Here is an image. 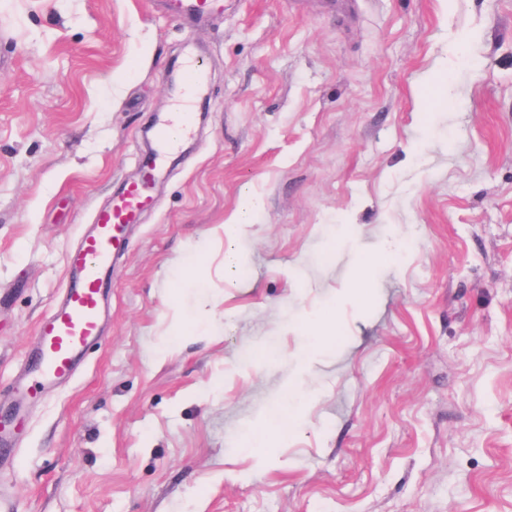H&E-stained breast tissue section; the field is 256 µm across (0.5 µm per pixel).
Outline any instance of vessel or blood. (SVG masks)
<instances>
[{"label": "vessel or blood", "instance_id": "obj_1", "mask_svg": "<svg viewBox=\"0 0 512 512\" xmlns=\"http://www.w3.org/2000/svg\"><path fill=\"white\" fill-rule=\"evenodd\" d=\"M163 5L168 16L174 19L187 15L203 19L224 12V0H164ZM206 85L207 76L201 65L186 63L176 90V111L170 121L159 124L155 152L142 160L139 177L126 183L107 207L95 213L91 231L74 250L75 279L63 300L37 327L39 349L29 361L30 381L19 391L10 408V424L0 427L1 448L17 447L18 424L28 406L47 389L67 380L78 356L98 337L103 284L112 272L115 259L125 249L124 229L136 223L151 207L154 186L164 170L166 158L176 149L180 137L188 136L193 130L192 98Z\"/></svg>", "mask_w": 512, "mask_h": 512}]
</instances>
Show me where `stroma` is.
Returning <instances> with one entry per match:
<instances>
[{
  "instance_id": "35a3bbf8",
  "label": "stroma",
  "mask_w": 512,
  "mask_h": 512,
  "mask_svg": "<svg viewBox=\"0 0 512 512\" xmlns=\"http://www.w3.org/2000/svg\"><path fill=\"white\" fill-rule=\"evenodd\" d=\"M225 3L0 0L1 408L170 76H208L102 341L0 488L19 512H512V0ZM163 5L173 19L187 15L203 19L224 13V0H164ZM259 208L260 201L258 199L251 195L246 196L235 217L224 226L226 237L233 238L237 226L248 223L251 215Z\"/></svg>"
}]
</instances>
